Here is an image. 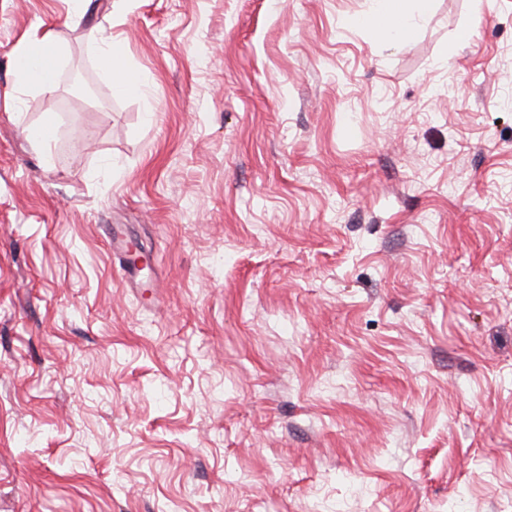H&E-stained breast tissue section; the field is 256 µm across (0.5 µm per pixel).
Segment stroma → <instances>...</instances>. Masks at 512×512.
<instances>
[{"instance_id":"stroma-1","label":"stroma","mask_w":512,"mask_h":512,"mask_svg":"<svg viewBox=\"0 0 512 512\" xmlns=\"http://www.w3.org/2000/svg\"><path fill=\"white\" fill-rule=\"evenodd\" d=\"M368 7L0 0V512H512V0ZM413 1L420 12L429 9L430 0H373L369 11L357 22L374 28L385 38L407 42L416 30L410 3ZM88 49L100 62L102 70L112 78L113 88L121 94H140L142 82L120 68V60L112 35L95 30L88 35ZM62 55V45L55 42L50 35L24 43L14 55L19 88L44 93L54 91Z\"/></svg>"}]
</instances>
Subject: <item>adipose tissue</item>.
<instances>
[{"instance_id": "1", "label": "adipose tissue", "mask_w": 512, "mask_h": 512, "mask_svg": "<svg viewBox=\"0 0 512 512\" xmlns=\"http://www.w3.org/2000/svg\"><path fill=\"white\" fill-rule=\"evenodd\" d=\"M430 0H372L369 11L360 19L385 38L407 42L415 34L414 11H427ZM88 49L100 62L103 71L112 79L114 89L121 94H137L142 82L120 68V60L111 36L100 31L88 35ZM63 50L51 36L35 38L18 48L14 69L20 89L44 93L55 90Z\"/></svg>"}]
</instances>
